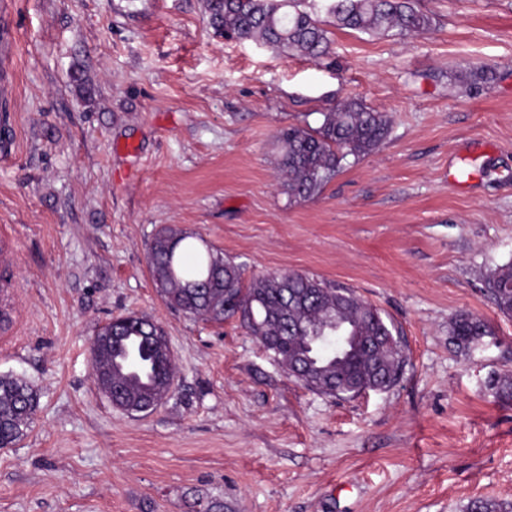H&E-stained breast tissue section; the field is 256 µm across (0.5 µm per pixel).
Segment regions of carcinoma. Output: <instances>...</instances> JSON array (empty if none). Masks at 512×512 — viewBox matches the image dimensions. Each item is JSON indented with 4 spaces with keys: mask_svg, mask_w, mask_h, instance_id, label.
<instances>
[{
    "mask_svg": "<svg viewBox=\"0 0 512 512\" xmlns=\"http://www.w3.org/2000/svg\"><path fill=\"white\" fill-rule=\"evenodd\" d=\"M288 0H205L211 25L224 37L253 41L280 52H296L320 61L330 53L324 21L303 11L285 10ZM327 14L338 27L372 35L421 34L432 18L413 0H329ZM386 113L349 99L321 113L319 126H290L278 137L277 166L283 188L296 203L318 197L351 156L358 161L372 154L387 138ZM149 265L160 296L170 307L206 321L236 318L263 347L277 353L285 369L307 359L313 369L303 379L310 389L334 398H353L365 391L395 386L406 366L404 345L394 324L379 309L349 288L335 287L314 276L286 272L245 281L241 266L209 246L199 249L191 235L170 228L159 230L149 248ZM495 305L512 314V264L497 268L487 279ZM115 338L100 335L92 342L95 376L112 374L116 402L126 410L143 406L144 396L162 400L174 378L172 354L163 331L146 316L112 320ZM346 325L352 335L378 340V347L338 357L332 354L336 328ZM449 335L468 351L489 335L488 326L468 313L451 321ZM137 338L138 363L149 369L153 389L133 383L112 363L127 354ZM497 397L512 399V372L491 380ZM37 407L33 388L13 375L0 376V448H9L27 433ZM468 512H512V506L477 500Z\"/></svg>",
    "mask_w": 512,
    "mask_h": 512,
    "instance_id": "carcinoma-1",
    "label": "carcinoma"
}]
</instances>
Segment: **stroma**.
<instances>
[{
	"label": "stroma",
	"instance_id": "obj_1",
	"mask_svg": "<svg viewBox=\"0 0 512 512\" xmlns=\"http://www.w3.org/2000/svg\"><path fill=\"white\" fill-rule=\"evenodd\" d=\"M421 35L330 28L329 58L228 41L204 0H0V283L19 323L0 375L28 381L26 436L0 448V512H466L512 504V315L487 278L512 263V0H415ZM354 98L379 148L314 200L276 176L291 125ZM245 277L352 289L407 355L387 391L320 395L234 320L160 297L161 228ZM487 323L469 351L458 313ZM165 330L177 371L149 413L112 406L89 347L113 318Z\"/></svg>",
	"mask_w": 512,
	"mask_h": 512
}]
</instances>
